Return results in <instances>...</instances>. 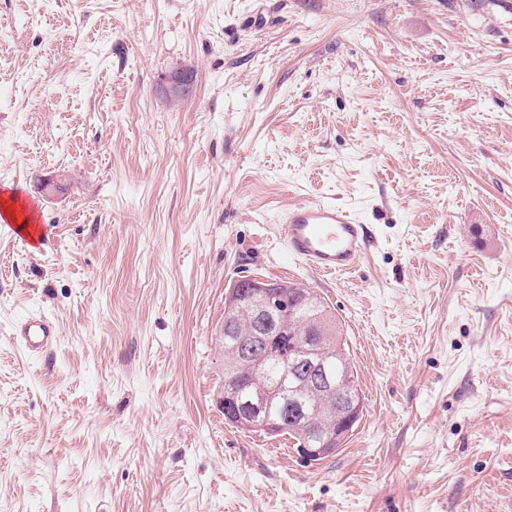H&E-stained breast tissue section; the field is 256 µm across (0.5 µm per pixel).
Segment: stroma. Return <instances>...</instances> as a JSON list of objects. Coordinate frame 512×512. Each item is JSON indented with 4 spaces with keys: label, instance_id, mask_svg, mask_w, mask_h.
<instances>
[{
    "label": "stroma",
    "instance_id": "obj_1",
    "mask_svg": "<svg viewBox=\"0 0 512 512\" xmlns=\"http://www.w3.org/2000/svg\"><path fill=\"white\" fill-rule=\"evenodd\" d=\"M8 187L47 242L0 232V512H512V0H0ZM301 199L369 225L352 272L289 256ZM244 276L342 324L332 457L224 419ZM15 339L30 352H36L53 344L57 338L54 323L45 316H28L15 329Z\"/></svg>",
    "mask_w": 512,
    "mask_h": 512
}]
</instances>
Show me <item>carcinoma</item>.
<instances>
[{
  "label": "carcinoma",
  "mask_w": 512,
  "mask_h": 512,
  "mask_svg": "<svg viewBox=\"0 0 512 512\" xmlns=\"http://www.w3.org/2000/svg\"><path fill=\"white\" fill-rule=\"evenodd\" d=\"M277 296L288 300L292 307L297 338L311 344L318 336L311 326L322 330V355L328 374L335 378L330 390L300 394L293 390L288 377V365L294 362L288 342L270 352L257 369L243 362L233 368L224 366V399L242 403L243 429L257 432L262 422L273 424L275 435H288L300 448H315V460L333 454L359 420L363 396L352 381L353 370L345 348L341 325L317 296L302 284L276 282ZM243 305L224 311V318L238 316V325L224 324L221 338L224 355H229L237 337L252 330V320L241 312ZM336 430V441L327 442L326 429Z\"/></svg>",
  "instance_id": "carcinoma-1"
}]
</instances>
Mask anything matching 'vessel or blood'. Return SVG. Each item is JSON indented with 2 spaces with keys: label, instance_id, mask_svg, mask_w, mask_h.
<instances>
[{
  "label": "vessel or blood",
  "instance_id": "vessel-or-blood-1",
  "mask_svg": "<svg viewBox=\"0 0 512 512\" xmlns=\"http://www.w3.org/2000/svg\"><path fill=\"white\" fill-rule=\"evenodd\" d=\"M286 247L310 271L332 276L353 269L370 245L368 225L359 223L350 210L335 202L303 201L282 215ZM15 339L30 352L53 344L54 323L44 316H30L15 329Z\"/></svg>",
  "mask_w": 512,
  "mask_h": 512
}]
</instances>
